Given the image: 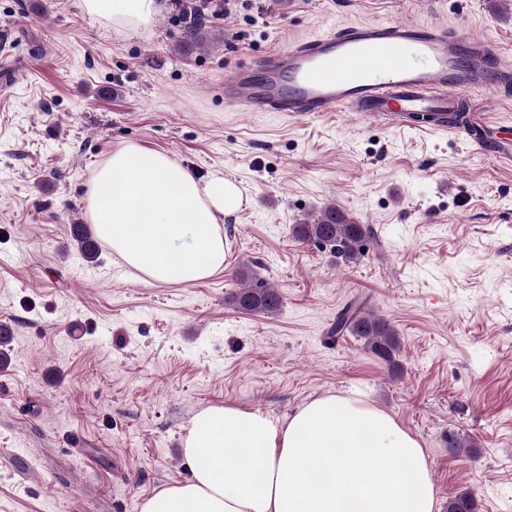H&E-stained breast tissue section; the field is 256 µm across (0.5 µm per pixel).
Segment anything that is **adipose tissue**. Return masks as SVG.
I'll return each instance as SVG.
<instances>
[{
  "label": "adipose tissue",
  "instance_id": "1",
  "mask_svg": "<svg viewBox=\"0 0 512 512\" xmlns=\"http://www.w3.org/2000/svg\"><path fill=\"white\" fill-rule=\"evenodd\" d=\"M113 29L137 35L158 0H80ZM242 201L217 172L200 180L161 151L128 143L96 171L87 213L124 263L158 284L223 271L222 224ZM190 477L141 512H436L419 440L361 400L326 395L275 422L233 405L198 412L183 441Z\"/></svg>",
  "mask_w": 512,
  "mask_h": 512
}]
</instances>
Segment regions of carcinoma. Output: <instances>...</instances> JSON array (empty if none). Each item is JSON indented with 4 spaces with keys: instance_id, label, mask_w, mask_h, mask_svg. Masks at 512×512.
I'll list each match as a JSON object with an SVG mask.
<instances>
[{
    "instance_id": "obj_1",
    "label": "carcinoma",
    "mask_w": 512,
    "mask_h": 512,
    "mask_svg": "<svg viewBox=\"0 0 512 512\" xmlns=\"http://www.w3.org/2000/svg\"><path fill=\"white\" fill-rule=\"evenodd\" d=\"M208 34L203 15L187 24L183 30L181 43L190 46L203 41ZM295 236L313 243L345 261L356 262L367 247L371 230L364 224L356 223L342 208L330 204L319 212L304 218L294 228ZM71 237L76 248L90 262L97 259L99 245L82 224H74ZM238 279L242 287L232 296L235 309L248 314L277 313L282 306L281 294L261 279L244 264L239 270ZM365 341L366 347L390 367H398L396 355L400 352V339L392 325L371 313L362 305H348L336 316L329 329V336L340 338L344 332ZM446 512H478L476 495L471 490H462L448 496Z\"/></svg>"
}]
</instances>
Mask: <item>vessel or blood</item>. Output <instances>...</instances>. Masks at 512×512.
<instances>
[{
  "mask_svg": "<svg viewBox=\"0 0 512 512\" xmlns=\"http://www.w3.org/2000/svg\"><path fill=\"white\" fill-rule=\"evenodd\" d=\"M509 83L512 68L479 38L412 20L349 22L237 67L224 103L302 120L353 112L430 133L447 130L462 98Z\"/></svg>",
  "mask_w": 512,
  "mask_h": 512,
  "instance_id": "obj_1",
  "label": "vessel or blood"
}]
</instances>
